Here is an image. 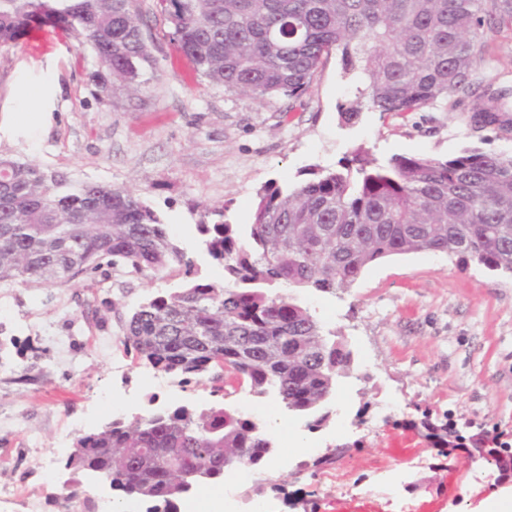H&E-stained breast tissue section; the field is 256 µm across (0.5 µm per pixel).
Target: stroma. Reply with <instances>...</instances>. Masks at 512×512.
<instances>
[{
  "instance_id": "stroma-1",
  "label": "stroma",
  "mask_w": 512,
  "mask_h": 512,
  "mask_svg": "<svg viewBox=\"0 0 512 512\" xmlns=\"http://www.w3.org/2000/svg\"><path fill=\"white\" fill-rule=\"evenodd\" d=\"M158 77L136 98L106 95L99 64L48 29V47L0 48V157L134 191L194 262L199 283L224 279L202 245L205 209L249 223L268 181L291 187L303 170L339 168L357 149L379 161L395 155L445 159L466 146L512 154V130H473L474 99L455 109L392 117L363 108L340 117L357 83L339 55L319 67L302 102L264 101L209 85L169 39L155 0H139ZM489 82L512 83V30L476 64ZM38 104H31V95ZM37 107L41 123H14ZM175 265L163 277L102 263L67 284L0 283V512H71L70 496L138 501L59 479L78 437L114 416L158 407L206 406L207 382L184 387L133 363L120 340L127 316L148 298L182 287ZM289 297L341 336L353 356L316 430L274 397L239 388L231 409L270 432L276 451L229 490L232 512H485L512 492V275L423 251L372 263L348 288H288ZM334 462L314 467L327 449ZM375 485L378 495L366 496Z\"/></svg>"
}]
</instances>
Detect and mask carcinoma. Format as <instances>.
<instances>
[{
    "label": "carcinoma",
    "instance_id": "1",
    "mask_svg": "<svg viewBox=\"0 0 512 512\" xmlns=\"http://www.w3.org/2000/svg\"><path fill=\"white\" fill-rule=\"evenodd\" d=\"M137 0H0V46L31 29L58 27L96 55L112 90L137 95L156 78ZM168 36L213 86L254 99H299L323 58L340 54L363 105L404 116L480 105L473 128L512 129V91L476 78L489 37L512 26V0H156ZM293 188L276 181L257 193L252 222L201 224L224 281L192 284L142 302L124 321L120 344L134 363L179 379L207 377L211 404L180 405L112 424L77 439L66 469L107 471L112 488L178 512L181 474L220 477L235 465L262 466L273 442L225 407L245 385L321 427V405L352 356L307 309L274 289L333 292L369 264L439 251L512 274V155L467 147L445 159L395 155L380 163L356 152L339 170H310ZM112 258L141 275L192 267L157 214L125 188L83 182L0 157V281L66 284Z\"/></svg>",
    "mask_w": 512,
    "mask_h": 512
}]
</instances>
